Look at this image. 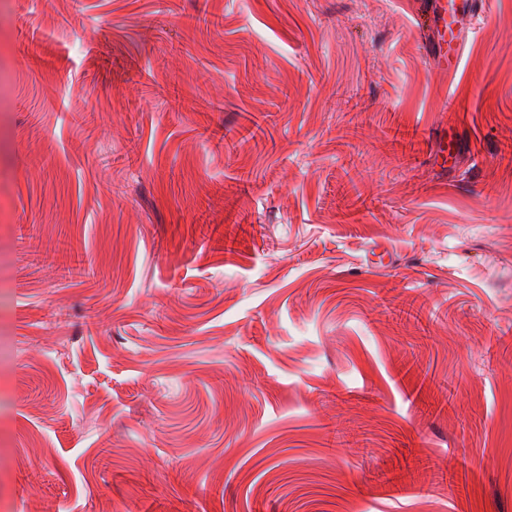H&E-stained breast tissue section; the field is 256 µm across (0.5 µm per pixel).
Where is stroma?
I'll return each instance as SVG.
<instances>
[{
	"label": "stroma",
	"mask_w": 512,
	"mask_h": 512,
	"mask_svg": "<svg viewBox=\"0 0 512 512\" xmlns=\"http://www.w3.org/2000/svg\"><path fill=\"white\" fill-rule=\"evenodd\" d=\"M0 512H512V0L1 6ZM419 35L434 58L447 65L452 74L459 62L465 40L478 21L477 0H420Z\"/></svg>",
	"instance_id": "1"
}]
</instances>
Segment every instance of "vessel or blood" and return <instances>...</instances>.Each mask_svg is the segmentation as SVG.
I'll return each mask as SVG.
<instances>
[{
    "label": "vessel or blood",
    "mask_w": 512,
    "mask_h": 512,
    "mask_svg": "<svg viewBox=\"0 0 512 512\" xmlns=\"http://www.w3.org/2000/svg\"><path fill=\"white\" fill-rule=\"evenodd\" d=\"M419 35L434 57L456 68L465 40L478 21L477 0H420Z\"/></svg>",
    "instance_id": "1"
}]
</instances>
